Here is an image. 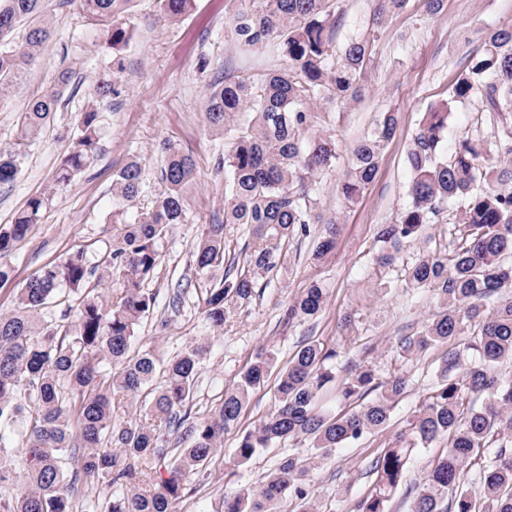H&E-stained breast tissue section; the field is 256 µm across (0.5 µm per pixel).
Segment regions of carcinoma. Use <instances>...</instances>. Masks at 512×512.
Wrapping results in <instances>:
<instances>
[{"label":"carcinoma","instance_id":"1","mask_svg":"<svg viewBox=\"0 0 512 512\" xmlns=\"http://www.w3.org/2000/svg\"><path fill=\"white\" fill-rule=\"evenodd\" d=\"M131 2L59 0L105 28L109 75L96 81L70 151L43 192L0 225V255L26 239L47 204L98 156L96 102L120 93L122 51L133 38ZM159 2L164 16L176 20L194 0ZM244 2L229 22L231 40L247 50L275 43L284 63L261 75L226 72L210 81L204 97L208 128L234 131L222 164L224 221L201 225L192 252L201 321L213 332L251 301L258 275L286 265L290 240L314 237L308 260L315 266L329 260L338 225L316 230L311 185L336 160L337 149L335 139L315 130L320 113L310 104L354 100L370 54L368 40L354 38L332 58L336 20L329 0ZM21 22L27 33L15 45L8 36ZM51 38L44 0H0L1 92L36 64ZM70 81L71 74L61 72L21 112L17 143L0 148V185L19 173L26 148L50 123ZM477 90L484 92L494 139L464 135L449 155L444 146L453 110ZM241 112L252 113L251 122L235 124ZM397 126V113H381L353 150L339 186L346 203H355L373 181ZM407 163L406 202L392 222L377 225L370 268L385 288L431 293L433 311L396 340L398 355L448 350L417 409L373 459L374 484L355 512H390L413 451L441 443L443 451L415 486L410 512H512V376L502 372L512 363V26L491 30L448 98L426 107ZM196 174L190 153L164 143L161 190L152 208L140 211L142 165L131 157L113 174L112 224L102 246L68 250L17 289L14 311L0 314V512H172L231 431L237 442L226 461L230 476L286 440L306 443L308 453L289 452L261 485L224 496L222 512H278L287 500L297 512H318L315 459L390 427L407 377L382 379L369 363L341 376V351L318 340H307L289 357L278 372L276 404L245 428L240 421L250 396L276 366L272 346L256 349L236 386L202 417L192 416V402L208 337L166 359L152 347L134 348L138 326L156 306L145 282L161 263L164 239L184 221L182 189ZM447 208L454 232L448 243L434 246L429 229ZM228 224L249 228V242L238 252L225 236ZM417 243L422 252L403 277H388L404 247ZM326 303V288L311 278L280 323L290 328L312 321ZM58 308L61 324L49 321ZM329 390L348 410L325 409L322 396ZM13 448L25 449L21 471ZM473 462L483 473L477 488L466 479ZM96 487L111 491L103 504L90 498Z\"/></svg>","mask_w":512,"mask_h":512}]
</instances>
